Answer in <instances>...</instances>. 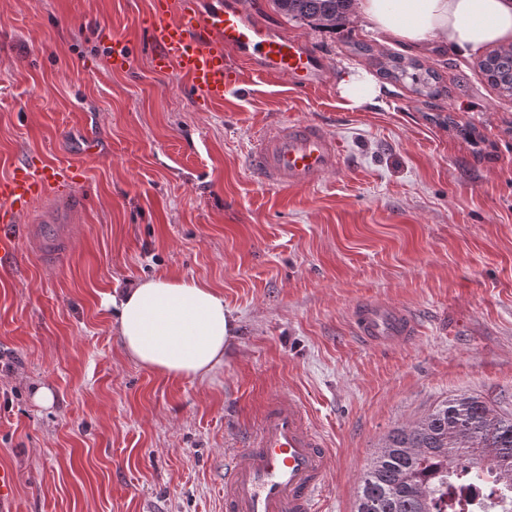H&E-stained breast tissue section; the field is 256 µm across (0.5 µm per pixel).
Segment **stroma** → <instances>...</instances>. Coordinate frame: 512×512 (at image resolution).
I'll return each mask as SVG.
<instances>
[{
  "mask_svg": "<svg viewBox=\"0 0 512 512\" xmlns=\"http://www.w3.org/2000/svg\"><path fill=\"white\" fill-rule=\"evenodd\" d=\"M151 2L0 0V178L30 157L82 168L32 204L21 251L0 269L13 512H224L226 451L277 396L300 402L333 450L319 512H354L393 428L463 394L512 412V97L452 49L239 0L325 72L305 91L246 72L245 94L211 105L177 72L154 71L138 28ZM112 35L135 46L129 71L110 67ZM393 54L434 70L439 94L379 75L376 57ZM353 67L376 75V103L341 96ZM292 120L333 133L343 170L307 188L257 183L254 137ZM88 137L102 157L81 155ZM54 209L71 248L41 262L28 227ZM164 274L222 292L235 319L204 379L167 378L123 350L113 296ZM361 301L407 307L418 337L369 348L349 322ZM41 387L50 406L34 399Z\"/></svg>",
  "mask_w": 512,
  "mask_h": 512,
  "instance_id": "35a3bbf8",
  "label": "stroma"
}]
</instances>
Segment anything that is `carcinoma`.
I'll use <instances>...</instances> for the list:
<instances>
[{"label":"carcinoma","mask_w":512,"mask_h":512,"mask_svg":"<svg viewBox=\"0 0 512 512\" xmlns=\"http://www.w3.org/2000/svg\"><path fill=\"white\" fill-rule=\"evenodd\" d=\"M285 15L321 29H336L355 0H272ZM383 75L411 80L414 92L432 97L438 74L417 61L390 55ZM480 70L512 97V50L491 51ZM459 485L489 489L497 512H512V413L478 396L437 404L423 419L391 430L361 477L356 512H442L448 490Z\"/></svg>","instance_id":"carcinoma-1"}]
</instances>
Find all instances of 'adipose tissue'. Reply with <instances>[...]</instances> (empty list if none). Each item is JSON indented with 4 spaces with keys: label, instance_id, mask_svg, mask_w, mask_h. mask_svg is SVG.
Returning <instances> with one entry per match:
<instances>
[{
    "label": "adipose tissue",
    "instance_id": "adipose-tissue-1",
    "mask_svg": "<svg viewBox=\"0 0 512 512\" xmlns=\"http://www.w3.org/2000/svg\"><path fill=\"white\" fill-rule=\"evenodd\" d=\"M355 10L385 38L420 50L439 43L477 58L512 48V0H356ZM117 309L123 348L144 368L195 380L224 361L233 320L206 284L160 275L128 288Z\"/></svg>",
    "mask_w": 512,
    "mask_h": 512
}]
</instances>
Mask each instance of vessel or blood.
Returning <instances> with one entry per match:
<instances>
[{
    "label": "vessel or blood",
    "instance_id": "obj_1",
    "mask_svg": "<svg viewBox=\"0 0 512 512\" xmlns=\"http://www.w3.org/2000/svg\"><path fill=\"white\" fill-rule=\"evenodd\" d=\"M154 68L177 70L188 87L211 104L237 88L236 64L263 76L278 74L297 88L313 86L319 60L300 42L248 22L237 0H156L147 26ZM113 68L130 69V43L113 38ZM254 178L266 186L300 188L339 174L343 156L336 137L322 127L297 121L269 125L248 159ZM80 175L71 162L35 165L24 161L0 179V267L19 249L16 229L32 202L49 187H63ZM39 256L60 258L66 231L56 223L37 230ZM354 332L370 346L413 341L418 327L403 306L366 301L351 311ZM331 451L292 398H276L244 447L224 463V512H316V497Z\"/></svg>",
    "mask_w": 512,
    "mask_h": 512
}]
</instances>
